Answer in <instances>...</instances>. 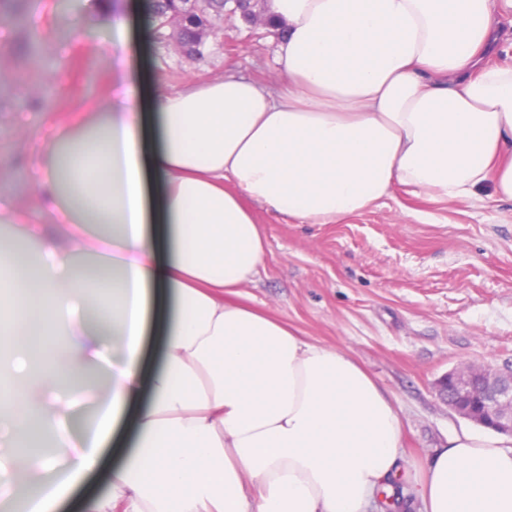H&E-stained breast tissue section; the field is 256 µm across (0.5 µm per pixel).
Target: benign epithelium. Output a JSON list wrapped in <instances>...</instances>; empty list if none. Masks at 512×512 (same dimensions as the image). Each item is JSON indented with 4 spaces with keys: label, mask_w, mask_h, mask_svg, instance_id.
Returning a JSON list of instances; mask_svg holds the SVG:
<instances>
[{
    "label": "benign epithelium",
    "mask_w": 512,
    "mask_h": 512,
    "mask_svg": "<svg viewBox=\"0 0 512 512\" xmlns=\"http://www.w3.org/2000/svg\"><path fill=\"white\" fill-rule=\"evenodd\" d=\"M209 0H181L184 9L169 14L167 25L207 30L197 25ZM435 391L459 416L512 438V367L501 370L478 362H466L435 383Z\"/></svg>",
    "instance_id": "1"
}]
</instances>
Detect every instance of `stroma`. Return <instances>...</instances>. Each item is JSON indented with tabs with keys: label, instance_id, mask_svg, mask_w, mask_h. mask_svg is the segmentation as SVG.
<instances>
[{
	"label": "stroma",
	"instance_id": "1",
	"mask_svg": "<svg viewBox=\"0 0 512 512\" xmlns=\"http://www.w3.org/2000/svg\"><path fill=\"white\" fill-rule=\"evenodd\" d=\"M127 10L131 65L170 90L227 72L275 88L280 39L225 13L189 62L153 30L147 0H108ZM114 37L86 9L58 0H0V214L41 223L29 174L47 146L50 119L95 106L110 92ZM231 39L233 51L220 49ZM263 265L238 303L269 314L307 341L353 357L404 423L400 480L416 492L429 458L450 437L476 431L437 397L434 384L461 363L512 364V201H435L395 188L338 224H303L258 205Z\"/></svg>",
	"mask_w": 512,
	"mask_h": 512
}]
</instances>
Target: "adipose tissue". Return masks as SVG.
Returning a JSON list of instances; mask_svg holds the SVG:
<instances>
[{"instance_id": "adipose-tissue-1", "label": "adipose tissue", "mask_w": 512, "mask_h": 512, "mask_svg": "<svg viewBox=\"0 0 512 512\" xmlns=\"http://www.w3.org/2000/svg\"><path fill=\"white\" fill-rule=\"evenodd\" d=\"M284 24L280 83L221 75L167 90L119 70L106 101L53 125L36 200L57 229L30 225L38 268L0 241V411L13 434L55 432L54 479L37 448L16 470L26 512H369L402 454V420L347 353L228 301L265 255L253 204L337 224L404 187L469 202L512 200V66H488L512 0H271ZM47 223V224H48ZM108 224L111 234L89 233ZM112 270L102 328L76 318L86 288L72 254ZM164 357L147 368L149 326ZM58 331L88 363L111 348L106 392L70 440L54 356ZM132 439L108 491L87 485L119 429ZM425 512H512V442L462 433L437 450Z\"/></svg>"}]
</instances>
